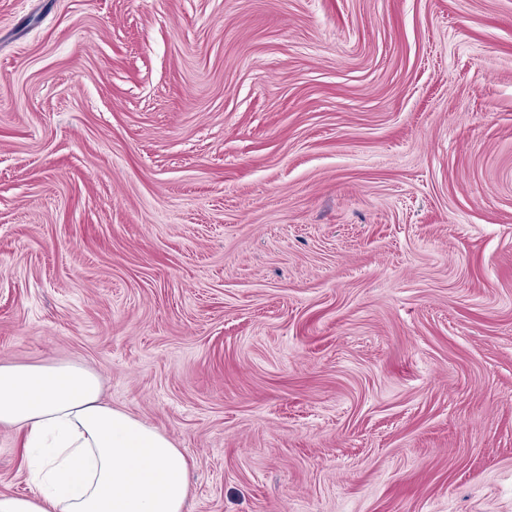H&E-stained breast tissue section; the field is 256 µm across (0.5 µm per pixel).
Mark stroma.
<instances>
[{
	"label": "stroma",
	"mask_w": 512,
	"mask_h": 512,
	"mask_svg": "<svg viewBox=\"0 0 512 512\" xmlns=\"http://www.w3.org/2000/svg\"><path fill=\"white\" fill-rule=\"evenodd\" d=\"M0 363L186 512H512V0H0Z\"/></svg>",
	"instance_id": "35a3bbf8"
}]
</instances>
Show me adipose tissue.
<instances>
[{
  "mask_svg": "<svg viewBox=\"0 0 512 512\" xmlns=\"http://www.w3.org/2000/svg\"><path fill=\"white\" fill-rule=\"evenodd\" d=\"M0 426L21 433L35 491L0 512H184L188 462L165 434L100 398L76 364H0Z\"/></svg>",
  "mask_w": 512,
  "mask_h": 512,
  "instance_id": "adipose-tissue-1",
  "label": "adipose tissue"
}]
</instances>
